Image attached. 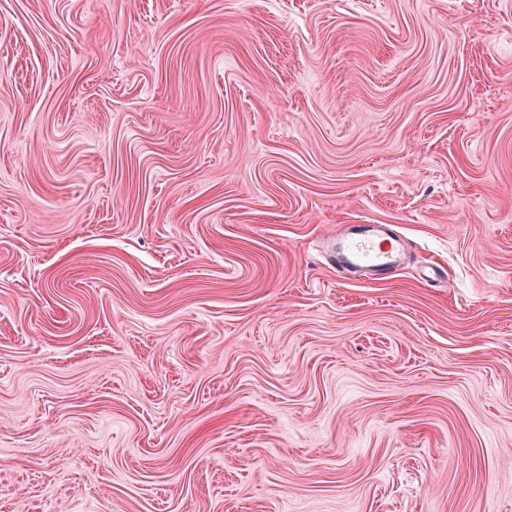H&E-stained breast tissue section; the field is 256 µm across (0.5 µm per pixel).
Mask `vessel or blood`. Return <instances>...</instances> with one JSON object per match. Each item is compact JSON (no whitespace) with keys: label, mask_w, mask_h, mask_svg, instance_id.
Masks as SVG:
<instances>
[{"label":"vessel or blood","mask_w":512,"mask_h":512,"mask_svg":"<svg viewBox=\"0 0 512 512\" xmlns=\"http://www.w3.org/2000/svg\"><path fill=\"white\" fill-rule=\"evenodd\" d=\"M402 246V239L385 224H351L344 235L332 240L342 264L372 280L399 271Z\"/></svg>","instance_id":"1"}]
</instances>
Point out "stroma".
Listing matches in <instances>:
<instances>
[{
	"label": "stroma",
	"mask_w": 512,
	"mask_h": 512,
	"mask_svg": "<svg viewBox=\"0 0 512 512\" xmlns=\"http://www.w3.org/2000/svg\"><path fill=\"white\" fill-rule=\"evenodd\" d=\"M0 512H512V0H0ZM402 246V239L385 224H349L344 235L332 239V251L342 264L371 280L400 270Z\"/></svg>",
	"instance_id": "35a3bbf8"
}]
</instances>
